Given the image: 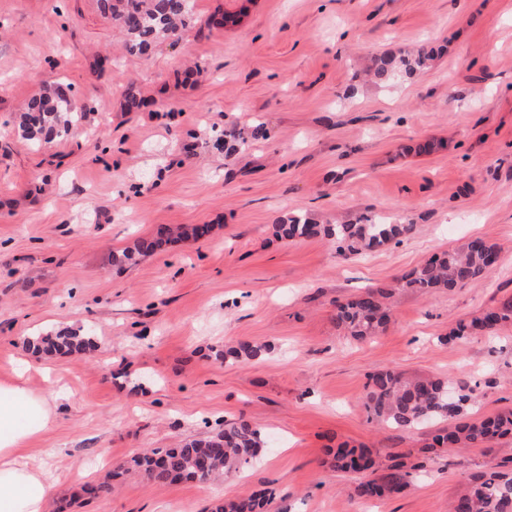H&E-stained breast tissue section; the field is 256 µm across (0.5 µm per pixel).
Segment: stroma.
<instances>
[{
	"instance_id": "obj_1",
	"label": "stroma",
	"mask_w": 512,
	"mask_h": 512,
	"mask_svg": "<svg viewBox=\"0 0 512 512\" xmlns=\"http://www.w3.org/2000/svg\"><path fill=\"white\" fill-rule=\"evenodd\" d=\"M237 25H219L227 12ZM97 0H0V380L68 395L24 453L54 482L47 512H209L272 491L267 512H448L475 475L512 465L489 448L432 447L435 426L380 425L363 404L391 369L465 385L469 419L512 411V324L453 344L459 320L512 300V0H195L190 28L127 53ZM434 47L412 78L374 83L386 54ZM69 85L87 110L37 146L14 124L34 95ZM135 84L145 100L124 106ZM438 141L433 152L417 143ZM290 212L346 224L366 212L413 232L345 259L323 237L289 242ZM211 225L133 265L112 256L158 225ZM474 238L501 263L424 296L404 273ZM385 288L392 317L345 336L336 304ZM84 328V355L45 359L27 338ZM240 341L248 363L216 360ZM245 418L258 461L223 483L120 477L80 488L147 448H173ZM365 449L401 491L365 500L330 465ZM267 350L266 345H254L249 342H240L229 348L224 358L236 362H248L260 358Z\"/></svg>"
}]
</instances>
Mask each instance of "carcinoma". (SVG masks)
<instances>
[{
    "label": "carcinoma",
    "instance_id": "cac0c4a2",
    "mask_svg": "<svg viewBox=\"0 0 512 512\" xmlns=\"http://www.w3.org/2000/svg\"><path fill=\"white\" fill-rule=\"evenodd\" d=\"M103 18L121 28L126 35V50L131 54H146L161 37L185 31L193 18L191 0H100ZM427 55H384L373 76L381 84L399 75H411L426 66ZM83 112L60 86L51 96H35L29 100L21 116L19 128L38 144L50 143L69 134L82 118ZM276 234L287 241L323 236L336 244L343 257L371 252L408 236L413 225L393 224L377 220L376 215L363 214L350 224H317L302 213H292L277 220ZM175 231L160 225L148 237L139 238L122 251L116 261L133 263L137 257L165 250L175 242ZM497 247L476 238L461 250H448L413 269L396 282V287L421 294L435 290L462 288L498 265ZM390 292L368 289L336 304V322L349 336L357 340L371 339L389 322L391 311L385 303ZM512 323V301L487 310L471 322L460 321L445 338L452 343L473 335ZM91 336L79 330L63 328L53 334H39L27 339L26 347L33 353L52 357L81 354L93 347ZM265 345L240 342L229 348L225 358L248 362L260 358ZM450 382L428 378L409 380L392 370L371 376L363 397L365 407L373 417L387 426L410 430L425 423L442 421L433 441L450 450L489 448L500 438L512 435V412L485 418L461 421L462 405L469 400L463 389L448 394ZM265 447V436L259 428L244 418L224 426V430L205 439H192L178 448L152 449L132 456L124 471H134L157 484L178 481L209 482L248 465L259 457ZM336 468L361 475L355 485L357 496L367 500L387 492H397L407 486L408 474L396 469L377 479L366 476L371 461L366 452L339 447L334 453ZM113 474L82 488L89 497L112 493ZM270 498L266 494L215 503L211 512H265ZM452 512H512V467L478 475L469 491L452 504Z\"/></svg>",
    "mask_w": 512,
    "mask_h": 512
}]
</instances>
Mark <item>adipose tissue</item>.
<instances>
[{
    "label": "adipose tissue",
    "instance_id": "adipose-tissue-1",
    "mask_svg": "<svg viewBox=\"0 0 512 512\" xmlns=\"http://www.w3.org/2000/svg\"><path fill=\"white\" fill-rule=\"evenodd\" d=\"M54 414L23 379L0 381V512H46L53 485L24 448L48 428Z\"/></svg>",
    "mask_w": 512,
    "mask_h": 512
}]
</instances>
